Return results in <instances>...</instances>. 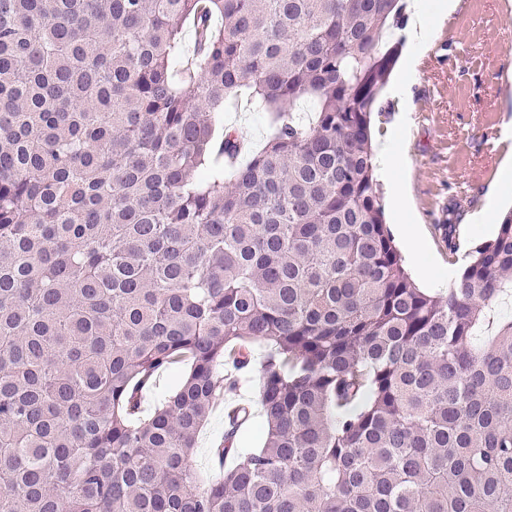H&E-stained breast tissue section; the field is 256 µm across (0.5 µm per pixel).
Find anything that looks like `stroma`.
<instances>
[{
  "mask_svg": "<svg viewBox=\"0 0 512 512\" xmlns=\"http://www.w3.org/2000/svg\"><path fill=\"white\" fill-rule=\"evenodd\" d=\"M408 11L427 9L433 20L428 45L415 66L401 51L390 83H407L403 98L383 92L373 117L375 135L392 127L398 111L412 117L396 142L398 171L407 180L410 220L427 244L425 258L400 251L418 287L436 293L448 288L477 244L497 233L494 224H476L473 214L498 192V211L512 210V186L500 190V166L512 156V0H458L449 16L437 18L432 0H406ZM253 148L273 131L269 113L247 103L225 112ZM454 221L460 235L447 242L441 224ZM223 409H216L197 438L192 467L197 479L212 475L211 450L224 434Z\"/></svg>",
  "mask_w": 512,
  "mask_h": 512,
  "instance_id": "obj_1",
  "label": "stroma"
}]
</instances>
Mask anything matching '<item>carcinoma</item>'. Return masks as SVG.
<instances>
[{"mask_svg": "<svg viewBox=\"0 0 512 512\" xmlns=\"http://www.w3.org/2000/svg\"><path fill=\"white\" fill-rule=\"evenodd\" d=\"M405 9L0 0V512H512V211L431 294L374 184ZM254 343L265 444L198 482ZM224 125H235L242 138L258 150L273 131L272 116L268 112L253 110L246 101H242L237 107L224 112ZM185 372L184 369L174 374L161 373L156 377L153 384L143 394L142 409L145 415L153 412L154 408L171 392Z\"/></svg>", "mask_w": 512, "mask_h": 512, "instance_id": "carcinoma-1", "label": "carcinoma"}]
</instances>
